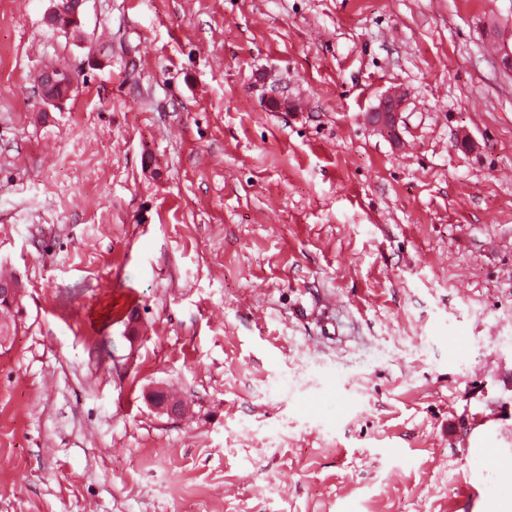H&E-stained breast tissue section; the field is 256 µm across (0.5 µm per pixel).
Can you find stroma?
Listing matches in <instances>:
<instances>
[{
  "label": "stroma",
  "mask_w": 512,
  "mask_h": 512,
  "mask_svg": "<svg viewBox=\"0 0 512 512\" xmlns=\"http://www.w3.org/2000/svg\"><path fill=\"white\" fill-rule=\"evenodd\" d=\"M50 5L0 0V512H494L512 0ZM52 7L44 16L48 26H55L62 18L79 19L84 0H51ZM486 36L493 38L500 47L496 61L498 67L506 72H512V26L498 23L487 24L484 27ZM54 71L60 72L62 74L69 72L70 70L63 67L60 68L56 65H50ZM51 68H43V82L42 85L38 88V95L40 100L43 102L45 108L43 112H47L48 106H54L58 102L56 99V90L60 84H63L69 80H77V73L73 72L72 74H66L65 76H60L58 73H55ZM70 85H61L57 90V95L59 98H65L69 93L72 92L73 88ZM401 108V99L395 93H387L381 97L379 103L369 115V122L379 131L396 134V127Z\"/></svg>",
  "instance_id": "stroma-1"
}]
</instances>
